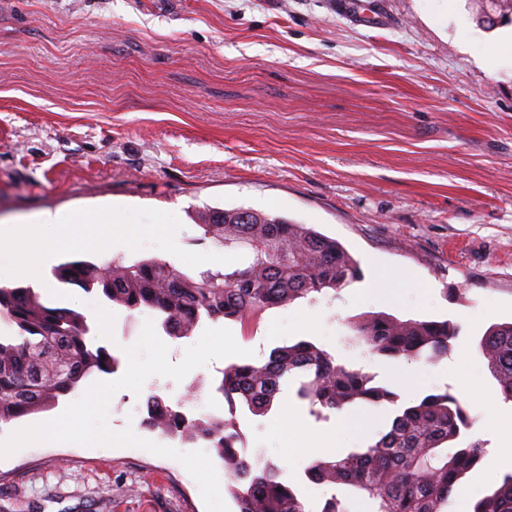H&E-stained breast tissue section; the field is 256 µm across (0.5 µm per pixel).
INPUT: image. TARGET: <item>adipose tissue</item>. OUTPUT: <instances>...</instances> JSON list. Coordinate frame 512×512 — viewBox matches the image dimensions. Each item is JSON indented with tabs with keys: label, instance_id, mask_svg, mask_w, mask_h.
<instances>
[{
	"label": "adipose tissue",
	"instance_id": "obj_1",
	"mask_svg": "<svg viewBox=\"0 0 512 512\" xmlns=\"http://www.w3.org/2000/svg\"><path fill=\"white\" fill-rule=\"evenodd\" d=\"M87 221V215L74 212L62 224L48 214L39 223L8 229V246L0 248V277L14 273L40 276L58 253L80 247L79 228Z\"/></svg>",
	"mask_w": 512,
	"mask_h": 512
}]
</instances>
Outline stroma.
<instances>
[{"label":"stroma","mask_w":512,"mask_h":512,"mask_svg":"<svg viewBox=\"0 0 512 512\" xmlns=\"http://www.w3.org/2000/svg\"><path fill=\"white\" fill-rule=\"evenodd\" d=\"M0 0V226L82 211L80 258L159 256L182 271L228 270L238 253L204 238L206 208H244L308 225L360 262L344 287L224 321L264 362L309 339L346 364L402 383V402L444 386L499 468L463 480L471 500L512 472L491 432L512 410L478 351L512 322V25L485 29L469 0ZM33 288L84 314L123 355L150 312L126 311L44 270ZM363 314L447 319L459 327L435 363L384 361L346 347ZM214 359L181 381L123 389L108 423L181 452L197 445L146 429L144 396L177 399L201 382L206 413L227 415ZM287 405L239 416L249 456L284 461L310 512L331 493L312 462L384 431L386 409L315 421ZM297 433H289V421ZM0 512H206L177 460L135 447L49 443L0 459Z\"/></svg>","instance_id":"35a3bbf8"}]
</instances>
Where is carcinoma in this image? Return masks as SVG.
<instances>
[{"mask_svg": "<svg viewBox=\"0 0 512 512\" xmlns=\"http://www.w3.org/2000/svg\"><path fill=\"white\" fill-rule=\"evenodd\" d=\"M237 209L196 214L204 236L227 248L248 251L242 267L230 272L185 273L159 257L96 264L69 259L53 269L56 279L128 311L147 309L175 338L205 321L243 322L272 307L310 294L337 290L360 277L358 262L336 240L283 217L253 211L243 223ZM0 321L14 334L0 335V425L56 406L95 374L115 372L120 360L92 337L87 318L66 306L41 300L29 285L0 287ZM347 346L364 347L382 360L432 363L448 355L457 326L448 320H399L385 315L349 324ZM478 350L512 401V323L495 324ZM296 377V395L318 419L369 404L397 405L398 389L376 381L363 368L336 360L310 340L274 348L263 363L224 367L216 392L230 418L193 417L185 404L153 392L145 422L188 441L215 449L227 478L226 491L237 512H309L297 490L282 479L284 466L253 460L241 446L236 412L264 416L281 398L282 382ZM472 427L462 400L448 390L428 393L398 408L375 440L309 465L305 477L347 491L333 493L321 512H448L454 487L486 456L484 441L469 439ZM470 512H512V473L480 497Z\"/></svg>", "mask_w": 512, "mask_h": 512, "instance_id": "cac0c4a2", "label": "carcinoma"}]
</instances>
